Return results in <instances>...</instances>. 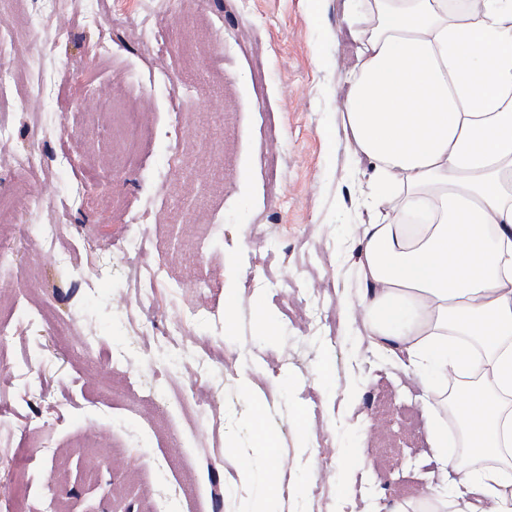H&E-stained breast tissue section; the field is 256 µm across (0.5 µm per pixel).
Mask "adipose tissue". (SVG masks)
<instances>
[{
	"mask_svg": "<svg viewBox=\"0 0 512 512\" xmlns=\"http://www.w3.org/2000/svg\"><path fill=\"white\" fill-rule=\"evenodd\" d=\"M343 126L368 166L359 302L424 372L473 512H512V0H365Z\"/></svg>",
	"mask_w": 512,
	"mask_h": 512,
	"instance_id": "ef3b65f1",
	"label": "adipose tissue"
}]
</instances>
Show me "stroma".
I'll return each instance as SVG.
<instances>
[{
    "label": "stroma",
    "instance_id": "35a3bbf8",
    "mask_svg": "<svg viewBox=\"0 0 512 512\" xmlns=\"http://www.w3.org/2000/svg\"><path fill=\"white\" fill-rule=\"evenodd\" d=\"M35 8L0 0L13 71L0 113L15 115L0 138V211L27 228L10 249L25 289L0 283V318L15 325L0 342V503L20 474L27 512L53 501L66 512H247L243 456L272 451L282 487L268 512H386L421 488L466 512L458 472L431 444L418 374L374 348L344 307L363 291L357 227L370 216L366 163L341 109L361 0H126L120 16L112 0H61L38 27ZM146 19L164 49L139 38ZM171 73L182 79L177 114ZM36 74L48 80L41 95ZM86 98L135 110L132 160L117 154L111 112L77 110ZM31 149L37 180L13 165ZM25 191L46 208L24 205ZM138 209L145 223H128ZM54 223L71 256L58 265L38 237ZM137 234L147 248L127 255ZM191 266L212 288L170 287ZM150 273L155 286L139 288ZM191 309L205 319L169 335ZM383 438L401 448L390 466L378 462Z\"/></svg>",
    "mask_w": 512,
    "mask_h": 512
}]
</instances>
